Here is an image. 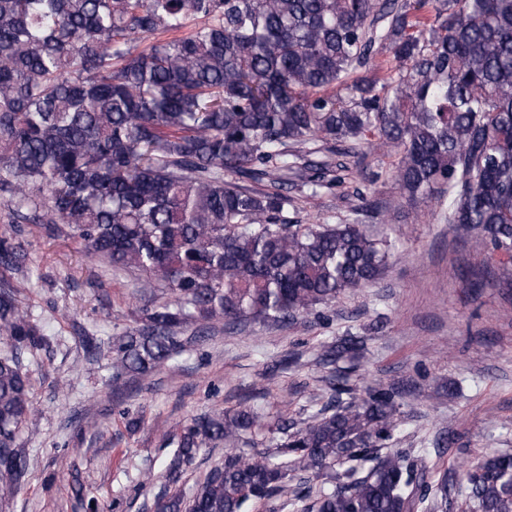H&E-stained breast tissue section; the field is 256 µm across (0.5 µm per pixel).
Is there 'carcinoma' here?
<instances>
[{"instance_id":"obj_1","label":"carcinoma","mask_w":512,"mask_h":512,"mask_svg":"<svg viewBox=\"0 0 512 512\" xmlns=\"http://www.w3.org/2000/svg\"><path fill=\"white\" fill-rule=\"evenodd\" d=\"M170 34L145 50L134 42ZM381 82L359 76L379 51ZM377 143L392 178L436 200L448 224L479 231L512 276V0H0V269L26 254L13 235L43 224L88 254L136 269L138 295L171 299L91 358L112 379L172 364L182 335L217 325L293 320L379 279L387 251L356 219L300 224L281 191L244 182L308 172L315 196L344 183L328 146ZM236 176L232 181L228 176ZM49 343L14 289L0 287V507L20 493L30 454L29 366ZM363 351L324 345L332 364ZM343 381L297 427L251 409L203 413L166 437L174 446L154 512H436L445 485L387 449L398 392L349 401ZM268 431L269 448L235 445ZM224 446L190 496L172 490L202 448ZM325 477L317 490L301 474ZM477 512H512V452L463 473Z\"/></svg>"}]
</instances>
